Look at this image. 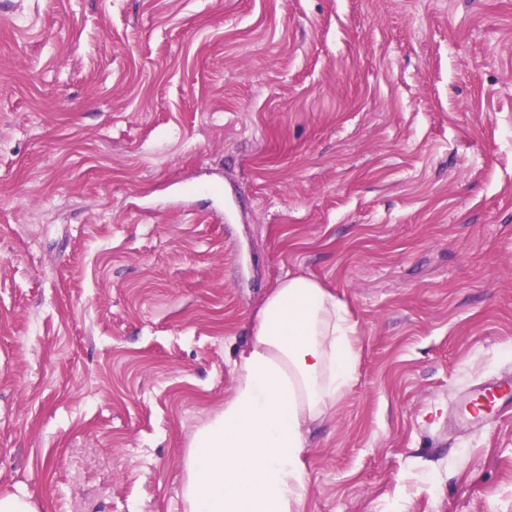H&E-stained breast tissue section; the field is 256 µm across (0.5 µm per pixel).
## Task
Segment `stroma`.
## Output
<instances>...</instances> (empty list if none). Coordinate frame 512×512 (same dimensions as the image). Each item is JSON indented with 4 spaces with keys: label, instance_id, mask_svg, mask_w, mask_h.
<instances>
[{
    "label": "stroma",
    "instance_id": "stroma-1",
    "mask_svg": "<svg viewBox=\"0 0 512 512\" xmlns=\"http://www.w3.org/2000/svg\"><path fill=\"white\" fill-rule=\"evenodd\" d=\"M289 274L361 338L304 512H512V0H0V492L184 512ZM491 398L489 405L482 400ZM512 405V382L504 380L493 385L480 386L467 396L460 405V411L471 419L480 421L489 418Z\"/></svg>",
    "mask_w": 512,
    "mask_h": 512
}]
</instances>
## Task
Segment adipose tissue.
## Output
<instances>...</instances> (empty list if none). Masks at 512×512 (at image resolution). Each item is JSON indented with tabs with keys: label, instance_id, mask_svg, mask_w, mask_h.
Masks as SVG:
<instances>
[{
	"label": "adipose tissue",
	"instance_id": "1",
	"mask_svg": "<svg viewBox=\"0 0 512 512\" xmlns=\"http://www.w3.org/2000/svg\"><path fill=\"white\" fill-rule=\"evenodd\" d=\"M359 343L335 293L303 275L279 281L234 361L230 397L191 435L184 512H302L307 436L351 385Z\"/></svg>",
	"mask_w": 512,
	"mask_h": 512
}]
</instances>
